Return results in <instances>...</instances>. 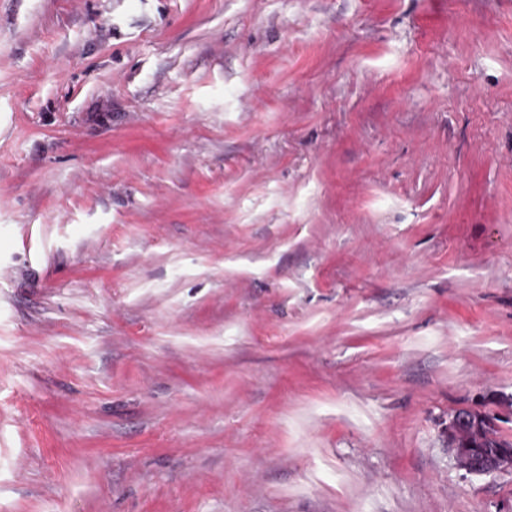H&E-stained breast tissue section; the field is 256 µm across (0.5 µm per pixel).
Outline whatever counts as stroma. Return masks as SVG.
Returning <instances> with one entry per match:
<instances>
[{
    "instance_id": "35a3bbf8",
    "label": "stroma",
    "mask_w": 512,
    "mask_h": 512,
    "mask_svg": "<svg viewBox=\"0 0 512 512\" xmlns=\"http://www.w3.org/2000/svg\"><path fill=\"white\" fill-rule=\"evenodd\" d=\"M512 0H0V512H512ZM453 422V420H452ZM451 422V424H452ZM448 448L456 465L468 475H490L512 469V441L502 438L485 413L460 410L457 422L451 425ZM482 448H496L493 451Z\"/></svg>"
}]
</instances>
